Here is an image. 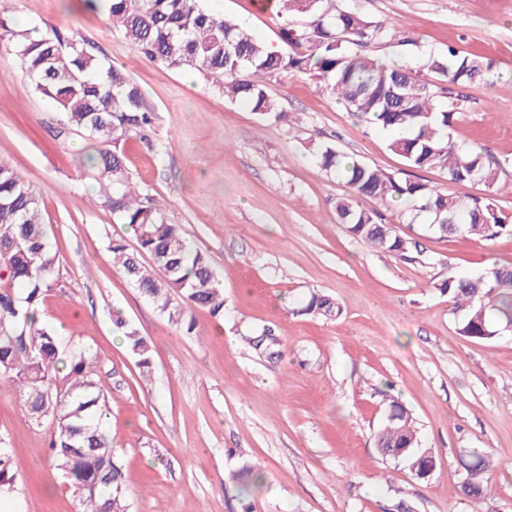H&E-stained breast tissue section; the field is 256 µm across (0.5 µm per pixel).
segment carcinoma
<instances>
[{
    "label": "carcinoma",
    "instance_id": "carcinoma-1",
    "mask_svg": "<svg viewBox=\"0 0 512 512\" xmlns=\"http://www.w3.org/2000/svg\"><path fill=\"white\" fill-rule=\"evenodd\" d=\"M268 2L288 13L278 50L247 34L235 20L206 11L200 0H82L86 9L103 11L141 57L166 67L191 68L212 80L224 96L263 117L278 112L268 81L310 73L359 121L393 132L389 148L407 167H439L450 183L487 187V197L446 194L333 147L319 149L322 168L335 171L350 188L336 204L340 223L376 251L405 259L417 243L398 235L378 211L364 207L366 198L408 206L410 222L441 237L484 238L507 229L508 218L495 204V169L481 147L450 138L448 127L456 113L452 104L441 105L448 85L489 80L490 62L453 47L445 55L374 58L367 53L370 44L386 39L405 43L408 38L395 25L337 9L336 0ZM30 33L0 19V44L11 49L30 89L60 114L58 135H76L93 146L88 165L98 201L134 232V248L122 237L111 239L113 263L181 335H193L195 323L187 307L215 318L224 315V296L210 256L187 239L181 225L167 220L153 195L131 181L118 150L121 140L151 125L154 109L128 73L94 54L81 36L53 30L34 40ZM422 69L432 78H418ZM145 255L151 260L148 266L142 262ZM58 275L39 198L1 161L0 280L21 284L24 291L0 293V383L23 395L27 422L52 426L51 461L72 489L78 512H129L123 469L107 434L110 407L93 370L95 355L85 345L63 342L55 329L37 319ZM442 289L454 301L459 334L489 340L512 327L511 269L493 266L478 276L450 277ZM304 312L333 316L338 309L331 298L313 294ZM112 332L137 358L141 375H150L149 341L119 312L112 315ZM245 341L255 351H266L275 338L265 328ZM377 445L387 459L398 451L404 465L434 469L430 449L420 447L412 418L395 397ZM462 466V493L474 503L484 500L491 462L474 450ZM15 480L12 449L0 440V490H11Z\"/></svg>",
    "mask_w": 512,
    "mask_h": 512
}]
</instances>
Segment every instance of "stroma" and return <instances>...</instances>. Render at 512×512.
Returning a JSON list of instances; mask_svg holds the SVG:
<instances>
[{"instance_id": "35a3bbf8", "label": "stroma", "mask_w": 512, "mask_h": 512, "mask_svg": "<svg viewBox=\"0 0 512 512\" xmlns=\"http://www.w3.org/2000/svg\"><path fill=\"white\" fill-rule=\"evenodd\" d=\"M365 18L395 23L408 44L383 40L384 59L456 47L492 61L493 84L452 85L459 114L448 132L481 145L512 182V0H336ZM223 17L279 46L284 15L258 0H223ZM41 32L72 31L124 67L155 109L146 135L120 149L134 182L166 207L169 222L206 249L224 292V318L192 315L181 336L113 266L112 238L127 225L94 205L87 142L57 134V115L20 84L0 55V160L40 198L59 260L44 296V323L90 346L108 399V432L122 452L130 512H472L462 495L461 454L493 460L483 512H512V331L489 340L460 335L440 286L454 275L512 265V233L441 239L378 207L408 259L351 236L336 215L349 188L323 170L315 148L437 189L481 197V184L449 183L438 168L412 171L387 132L357 121L306 75L275 78L280 117L263 118L224 97L199 74L146 61L104 15L80 0H0V17ZM333 299L334 317L305 315L311 294ZM121 312L152 345L150 378L112 333ZM272 327L279 354H256L244 338ZM411 414L435 470L425 480L385 459L376 444L389 397ZM48 427L24 418V402L0 386V436L14 452L16 482L0 512H77L48 452Z\"/></svg>"}]
</instances>
